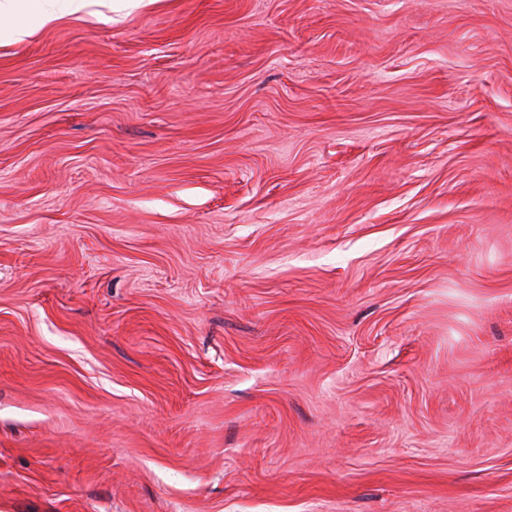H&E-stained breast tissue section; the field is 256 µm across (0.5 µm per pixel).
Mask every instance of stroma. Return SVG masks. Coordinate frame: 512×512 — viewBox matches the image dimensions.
<instances>
[{
  "label": "stroma",
  "mask_w": 512,
  "mask_h": 512,
  "mask_svg": "<svg viewBox=\"0 0 512 512\" xmlns=\"http://www.w3.org/2000/svg\"><path fill=\"white\" fill-rule=\"evenodd\" d=\"M0 45V512H512V0H87Z\"/></svg>",
  "instance_id": "35a3bbf8"
}]
</instances>
